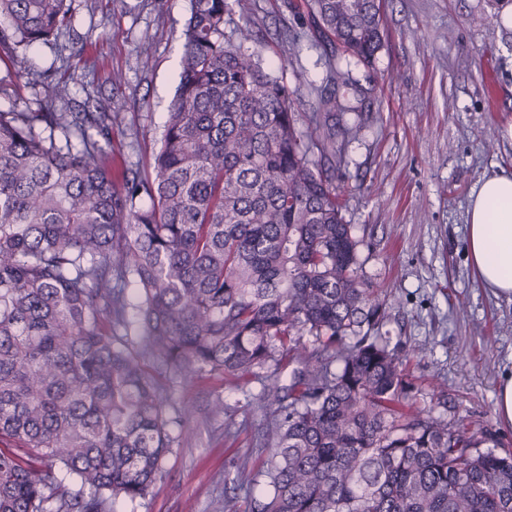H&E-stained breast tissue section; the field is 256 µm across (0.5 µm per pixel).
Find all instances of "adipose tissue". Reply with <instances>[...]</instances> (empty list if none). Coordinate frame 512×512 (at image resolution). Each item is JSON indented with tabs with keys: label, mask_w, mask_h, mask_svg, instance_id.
<instances>
[{
	"label": "adipose tissue",
	"mask_w": 512,
	"mask_h": 512,
	"mask_svg": "<svg viewBox=\"0 0 512 512\" xmlns=\"http://www.w3.org/2000/svg\"><path fill=\"white\" fill-rule=\"evenodd\" d=\"M466 252L481 282L512 299V174L482 177L467 209Z\"/></svg>",
	"instance_id": "adipose-tissue-1"
}]
</instances>
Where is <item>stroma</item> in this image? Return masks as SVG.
<instances>
[{
  "mask_svg": "<svg viewBox=\"0 0 512 512\" xmlns=\"http://www.w3.org/2000/svg\"><path fill=\"white\" fill-rule=\"evenodd\" d=\"M303 0H232L235 25L253 20L248 50L298 90L308 120L325 86L323 48ZM502 0H383V46L355 76L366 93L354 111L336 116L337 129L360 126L345 144L342 174L354 192L345 218L361 239L363 273L386 301L382 329L408 353L414 406L434 416L490 430L500 452H512V427L494 402L512 372V300L483 286L465 254L471 190L483 175L512 171V31L496 21ZM186 0H73L69 27L57 41L28 50L35 72L56 66L61 46L91 38L90 61L63 73L72 87L100 86L121 107L112 132L118 160L149 171L178 82ZM0 60V110H37L38 88L6 81ZM122 71L113 88L109 77ZM494 139L495 153L484 150ZM422 355H412V347ZM174 443L163 475L135 500L117 499L112 512H252L266 481L271 450L264 443L270 411L263 398L268 365L237 379L206 371L188 380L150 358ZM223 410H215L216 400ZM193 407L184 417L185 407Z\"/></svg>",
  "mask_w": 512,
  "mask_h": 512,
  "instance_id": "stroma-1",
  "label": "stroma"
}]
</instances>
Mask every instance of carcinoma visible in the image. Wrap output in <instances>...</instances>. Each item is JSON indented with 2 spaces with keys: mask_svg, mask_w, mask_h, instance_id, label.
<instances>
[{
  "mask_svg": "<svg viewBox=\"0 0 512 512\" xmlns=\"http://www.w3.org/2000/svg\"><path fill=\"white\" fill-rule=\"evenodd\" d=\"M71 2L0 0L15 78L33 72L14 48L56 37ZM187 2L153 177L112 164L111 99L57 111L66 79L37 76V111L0 110V512L148 494L173 438L146 358L191 380L279 356L292 369L267 394L256 512H512V455L481 448L492 435L400 408L407 355L380 332L385 302L343 216L333 119L382 47L380 0H304L329 85L304 130L298 93L243 49L251 22L235 45L227 0ZM130 306L138 351L114 335Z\"/></svg>",
  "mask_w": 512,
  "mask_h": 512,
  "instance_id": "obj_1",
  "label": "carcinoma"
}]
</instances>
